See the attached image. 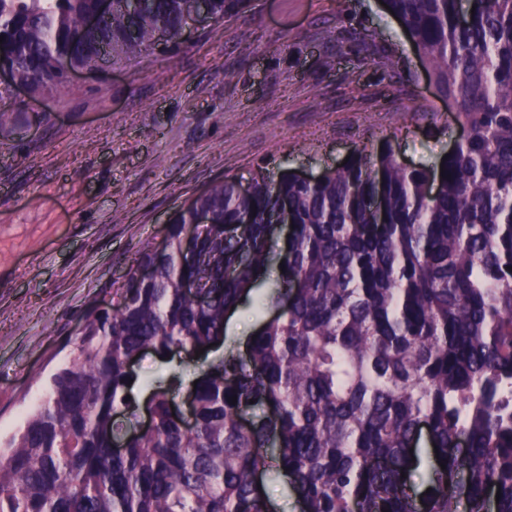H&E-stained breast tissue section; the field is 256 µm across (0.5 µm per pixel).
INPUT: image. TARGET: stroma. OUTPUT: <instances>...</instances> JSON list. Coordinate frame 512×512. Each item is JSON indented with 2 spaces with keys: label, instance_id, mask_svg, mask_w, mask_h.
<instances>
[{
  "label": "stroma",
  "instance_id": "stroma-1",
  "mask_svg": "<svg viewBox=\"0 0 512 512\" xmlns=\"http://www.w3.org/2000/svg\"><path fill=\"white\" fill-rule=\"evenodd\" d=\"M0 110L17 115L0 127V440L45 400L85 310L111 307L141 241L161 243L213 181L317 175L386 140L425 165L461 134L379 0H250L219 29ZM135 371L198 374L149 351Z\"/></svg>",
  "mask_w": 512,
  "mask_h": 512
}]
</instances>
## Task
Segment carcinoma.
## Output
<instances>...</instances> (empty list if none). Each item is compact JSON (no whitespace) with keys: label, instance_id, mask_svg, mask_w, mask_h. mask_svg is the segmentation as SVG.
<instances>
[{"label":"carcinoma","instance_id":"carcinoma-1","mask_svg":"<svg viewBox=\"0 0 512 512\" xmlns=\"http://www.w3.org/2000/svg\"><path fill=\"white\" fill-rule=\"evenodd\" d=\"M209 2L218 27L249 0ZM383 2L467 136L430 166L386 140L316 181L261 167L248 194L224 179L191 198L164 249L141 242L113 309L84 312L48 398L0 448V512H270L268 474L301 512H512V0H474L463 23L461 0ZM195 4L112 0L87 27L99 0H0V64L41 95L103 54L176 43ZM199 212L211 233L188 248ZM248 300L273 314L243 358L224 324ZM220 346L197 384L153 388L154 429L126 435L134 360ZM183 389L192 429L170 407ZM424 429L438 456L418 501Z\"/></svg>","mask_w":512,"mask_h":512}]
</instances>
